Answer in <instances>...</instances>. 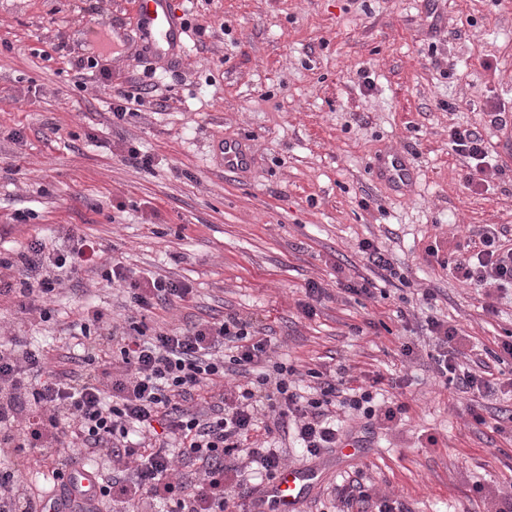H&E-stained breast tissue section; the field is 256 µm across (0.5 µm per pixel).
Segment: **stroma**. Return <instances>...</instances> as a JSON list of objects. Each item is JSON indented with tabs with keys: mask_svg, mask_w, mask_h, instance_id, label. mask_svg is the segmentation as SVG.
Instances as JSON below:
<instances>
[{
	"mask_svg": "<svg viewBox=\"0 0 512 512\" xmlns=\"http://www.w3.org/2000/svg\"><path fill=\"white\" fill-rule=\"evenodd\" d=\"M175 6L191 26L171 51L141 35L140 0H0V253L36 237L64 249L74 234L102 251L99 268L64 282L50 321L0 298V337H20L60 366L79 313L127 316L125 288L102 278L113 261L183 281L189 299L158 307L148 325L244 317L298 369L300 386L313 385L314 369L405 404L386 429L337 414L343 441L363 452L324 453L327 474L302 512H333L334 485L355 473L410 512H484L489 494L512 486V432L498 429L512 414V357L499 352L512 336V292L486 313L482 292L449 264L487 224L508 227L502 245L512 248V164L489 187L471 184L448 134L475 128L496 152L512 133V0ZM59 42L69 55L51 56ZM87 56L111 68V87L75 86L72 65ZM147 68L157 91L115 119L112 87ZM227 140L243 146L246 165L225 168ZM129 144L152 166L126 162ZM393 150L410 161L411 186L377 175ZM365 241L387 250L405 284L375 298L346 292L380 279ZM312 281L327 295L308 317ZM429 315L488 364L495 396L435 378ZM406 344L412 357L401 354Z\"/></svg>",
	"mask_w": 512,
	"mask_h": 512,
	"instance_id": "35a3bbf8",
	"label": "stroma"
}]
</instances>
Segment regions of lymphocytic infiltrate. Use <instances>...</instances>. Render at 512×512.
<instances>
[{
    "label": "lymphocytic infiltrate",
    "mask_w": 512,
    "mask_h": 512,
    "mask_svg": "<svg viewBox=\"0 0 512 512\" xmlns=\"http://www.w3.org/2000/svg\"><path fill=\"white\" fill-rule=\"evenodd\" d=\"M449 143L468 160L469 181L484 185L502 171L500 156L490 154L477 130L453 128ZM504 233L502 226L485 225L480 249L453 267L458 280L489 299L512 288V248L499 245ZM96 253L81 237L66 251L32 239L19 255L23 288L0 277V296L20 294L26 314L48 321L51 310L43 301L55 290L57 272L81 274ZM104 278L125 283L130 308L142 317L191 293L182 281L136 277L118 263ZM426 322L435 341L436 376L452 377L467 392L495 395L499 384L489 372L455 365V358L468 355L457 329L431 316ZM75 326L82 352L71 370L48 367L42 352L17 337L0 344V456L7 459L0 466V512H102L108 502L122 512L135 505L146 512H225L230 506L254 512L260 501L245 484V472L268 481L286 464L279 449L251 446L254 432L293 430L306 453L317 458L339 441L327 421L329 406L386 422L404 411L400 405H375L370 389H343L326 378L313 393L301 394L295 368L273 361L270 339L254 335L243 317L169 329L143 321L118 324L97 312ZM112 344L120 353L116 363L102 353ZM231 372L242 383L226 386ZM208 388L217 390L216 402H206ZM265 410L271 423L263 427L259 416ZM73 453L110 462L108 472L92 470L90 494L80 500L67 470ZM15 455L53 459V495L28 491L11 461ZM337 499L347 512H410L401 500L372 496L358 476L338 486Z\"/></svg>",
    "instance_id": "1"
}]
</instances>
